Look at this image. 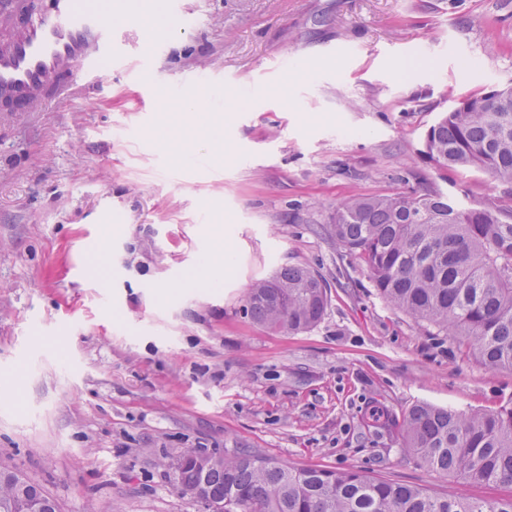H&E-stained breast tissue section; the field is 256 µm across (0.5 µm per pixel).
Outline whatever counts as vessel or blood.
Returning a JSON list of instances; mask_svg holds the SVG:
<instances>
[{
    "label": "vessel or blood",
    "instance_id": "vessel-or-blood-1",
    "mask_svg": "<svg viewBox=\"0 0 512 512\" xmlns=\"http://www.w3.org/2000/svg\"><path fill=\"white\" fill-rule=\"evenodd\" d=\"M182 0H43L21 9L0 48V112H31L63 96V74L94 76L114 63L113 31L128 22L144 27L145 45L157 53L162 27L183 25Z\"/></svg>",
    "mask_w": 512,
    "mask_h": 512
}]
</instances>
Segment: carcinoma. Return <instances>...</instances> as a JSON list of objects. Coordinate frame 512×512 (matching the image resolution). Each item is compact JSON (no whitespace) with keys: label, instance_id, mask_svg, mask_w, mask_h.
Listing matches in <instances>:
<instances>
[{"label":"carcinoma","instance_id":"1","mask_svg":"<svg viewBox=\"0 0 512 512\" xmlns=\"http://www.w3.org/2000/svg\"><path fill=\"white\" fill-rule=\"evenodd\" d=\"M426 134V156L443 169L477 168L512 185V84L466 97ZM331 234L362 260L372 287L435 335L450 336L491 369L512 370V211L495 198L466 207L441 193L354 195L336 204ZM327 282L286 266L256 281L246 312L257 324L307 331L325 316ZM405 447L427 470L468 484L512 486V402L460 413L428 403L401 425ZM177 487L204 512H512V497L478 501L358 469L297 467L246 450L232 458L189 449ZM58 512L37 483L0 470V512Z\"/></svg>","mask_w":512,"mask_h":512}]
</instances>
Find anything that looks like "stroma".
Here are the masks:
<instances>
[{
    "instance_id": "1",
    "label": "stroma",
    "mask_w": 512,
    "mask_h": 512,
    "mask_svg": "<svg viewBox=\"0 0 512 512\" xmlns=\"http://www.w3.org/2000/svg\"><path fill=\"white\" fill-rule=\"evenodd\" d=\"M185 7L151 75L125 24L110 72L45 111L0 113V469L59 512H203L176 486L190 448L512 497L428 472L399 428L420 403L496 409L512 370L391 307L330 230L355 194L512 206L508 185L424 153L454 99L512 84V0ZM199 71L221 84L186 85ZM218 225L234 263L215 286ZM285 265L328 283L309 331L244 311Z\"/></svg>"
}]
</instances>
